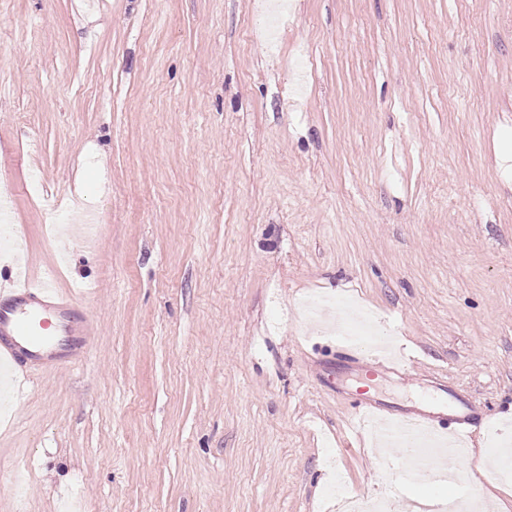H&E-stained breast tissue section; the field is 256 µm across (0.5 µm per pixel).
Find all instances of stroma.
I'll return each mask as SVG.
<instances>
[{
    "instance_id": "35a3bbf8",
    "label": "stroma",
    "mask_w": 512,
    "mask_h": 512,
    "mask_svg": "<svg viewBox=\"0 0 512 512\" xmlns=\"http://www.w3.org/2000/svg\"><path fill=\"white\" fill-rule=\"evenodd\" d=\"M0 0V194L18 248L92 328L0 398V512H344L387 476L350 427L344 299L413 376L393 411L512 426V0ZM97 217L81 239L51 207Z\"/></svg>"
}]
</instances>
